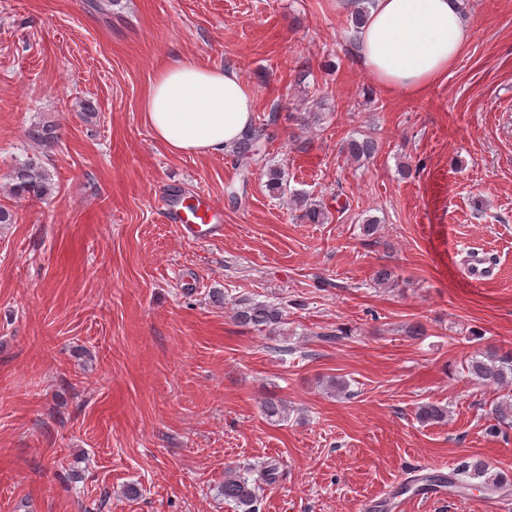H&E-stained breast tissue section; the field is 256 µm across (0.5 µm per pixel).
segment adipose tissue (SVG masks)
Segmentation results:
<instances>
[{"label":"adipose tissue","instance_id":"ef3b65f1","mask_svg":"<svg viewBox=\"0 0 512 512\" xmlns=\"http://www.w3.org/2000/svg\"><path fill=\"white\" fill-rule=\"evenodd\" d=\"M473 33L463 0H372L358 56L382 86L417 91L447 75ZM254 110L237 69L190 58L161 69L142 103L146 124L170 154L197 157L232 150Z\"/></svg>","mask_w":512,"mask_h":512}]
</instances>
